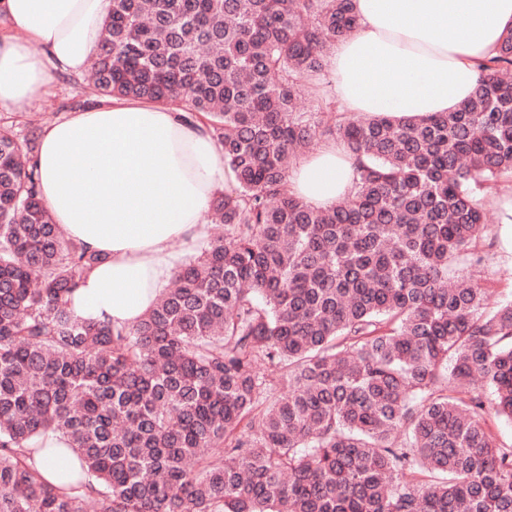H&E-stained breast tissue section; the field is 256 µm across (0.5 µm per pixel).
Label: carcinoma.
<instances>
[{
	"label": "carcinoma",
	"instance_id": "1",
	"mask_svg": "<svg viewBox=\"0 0 512 512\" xmlns=\"http://www.w3.org/2000/svg\"><path fill=\"white\" fill-rule=\"evenodd\" d=\"M356 27L353 0H112L97 95L204 122L233 174L224 238L131 327L69 310L99 257L20 160L37 128L0 125V512H512L488 425L512 419V302L450 276L512 175V32L455 112L299 108ZM323 138L357 167L319 210L288 171ZM51 433L79 460L60 487ZM74 464L78 466V459L69 451L62 454L49 455L42 459L37 458V465L40 467L44 477L54 485L59 483V481L54 477V473Z\"/></svg>",
	"mask_w": 512,
	"mask_h": 512
}]
</instances>
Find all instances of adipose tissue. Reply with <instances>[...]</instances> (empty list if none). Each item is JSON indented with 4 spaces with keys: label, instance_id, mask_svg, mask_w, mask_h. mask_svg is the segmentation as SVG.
I'll return each mask as SVG.
<instances>
[{
    "label": "adipose tissue",
    "instance_id": "obj_1",
    "mask_svg": "<svg viewBox=\"0 0 512 512\" xmlns=\"http://www.w3.org/2000/svg\"><path fill=\"white\" fill-rule=\"evenodd\" d=\"M111 0H0V111L23 112L56 75L82 74ZM358 26L326 60L329 90L348 112L456 111L476 66L512 32V0H354ZM33 162L40 196L68 239L98 256L69 295L83 320L136 324L185 257L232 174L207 127L175 109L111 99L42 128ZM355 158L328 141L300 156L288 187L317 209L353 188Z\"/></svg>",
    "mask_w": 512,
    "mask_h": 512
}]
</instances>
